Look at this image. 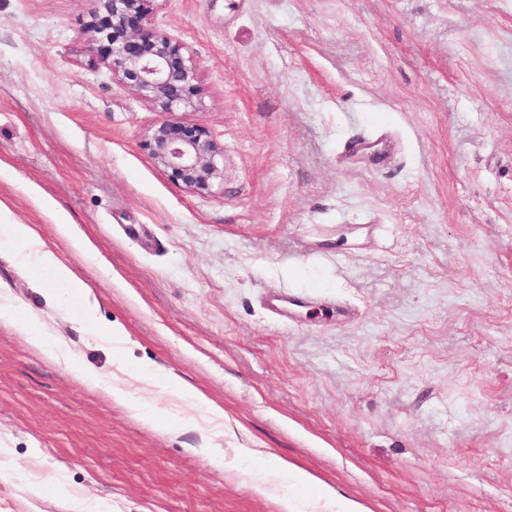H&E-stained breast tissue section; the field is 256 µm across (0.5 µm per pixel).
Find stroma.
<instances>
[{"label":"stroma","instance_id":"obj_1","mask_svg":"<svg viewBox=\"0 0 512 512\" xmlns=\"http://www.w3.org/2000/svg\"><path fill=\"white\" fill-rule=\"evenodd\" d=\"M93 7L0 0V200L97 301L91 325L48 303L0 234V512H280L325 484L512 512V0H155L201 79L174 119L224 147L209 195L143 149L159 108L90 65ZM361 138L378 162L348 159ZM167 384L171 392L181 399L204 407L212 421L224 422V409L209 401L202 392L175 376H169Z\"/></svg>","mask_w":512,"mask_h":512}]
</instances>
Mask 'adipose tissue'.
I'll return each instance as SVG.
<instances>
[{"mask_svg":"<svg viewBox=\"0 0 512 512\" xmlns=\"http://www.w3.org/2000/svg\"><path fill=\"white\" fill-rule=\"evenodd\" d=\"M9 215L8 206L0 201V220L8 222L6 230L15 244L19 260L36 267L40 284L51 287L60 284L70 293L81 296L82 317L85 321H93L97 302L80 275L61 262L31 225L9 223Z\"/></svg>","mask_w":512,"mask_h":512,"instance_id":"obj_1","label":"adipose tissue"}]
</instances>
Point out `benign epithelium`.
<instances>
[{"label": "benign epithelium", "mask_w": 512, "mask_h": 512, "mask_svg": "<svg viewBox=\"0 0 512 512\" xmlns=\"http://www.w3.org/2000/svg\"><path fill=\"white\" fill-rule=\"evenodd\" d=\"M89 28L99 34L92 61L164 113L193 109L200 94L196 63L187 46L148 28L153 0H92ZM143 148L169 179L194 193L224 184V147L203 127L162 120Z\"/></svg>", "instance_id": "obj_1"}]
</instances>
